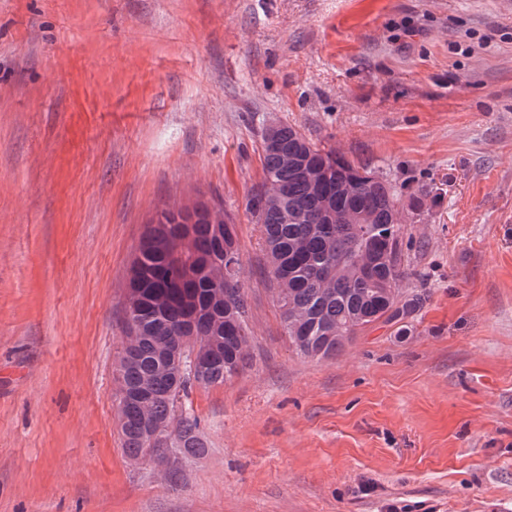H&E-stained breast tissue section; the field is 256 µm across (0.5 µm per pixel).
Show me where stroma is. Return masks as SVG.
I'll list each match as a JSON object with an SVG mask.
<instances>
[{
  "instance_id": "35a3bbf8",
  "label": "stroma",
  "mask_w": 512,
  "mask_h": 512,
  "mask_svg": "<svg viewBox=\"0 0 512 512\" xmlns=\"http://www.w3.org/2000/svg\"><path fill=\"white\" fill-rule=\"evenodd\" d=\"M502 0H0V512H512V10ZM274 124L396 185L422 303L331 358L284 334L246 211ZM234 220L246 368L134 462L128 267L157 210Z\"/></svg>"
}]
</instances>
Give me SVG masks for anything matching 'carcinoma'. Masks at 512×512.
<instances>
[{
    "label": "carcinoma",
    "mask_w": 512,
    "mask_h": 512,
    "mask_svg": "<svg viewBox=\"0 0 512 512\" xmlns=\"http://www.w3.org/2000/svg\"><path fill=\"white\" fill-rule=\"evenodd\" d=\"M262 181L272 194L251 192L246 210L261 225L277 286L285 334L304 356L336 355L376 322L413 314L417 295L402 296V225L395 222L392 184L360 171L300 129L274 125L261 144ZM320 169L312 182L304 172ZM235 224L216 223L212 207L157 213L147 226L127 277L128 344L119 356L120 392L149 395L143 406L119 410L123 445L179 465L205 452L198 419L179 411L193 384L222 386L246 366L250 328ZM207 340L204 361L187 373L181 338Z\"/></svg>",
    "instance_id": "carcinoma-1"
}]
</instances>
